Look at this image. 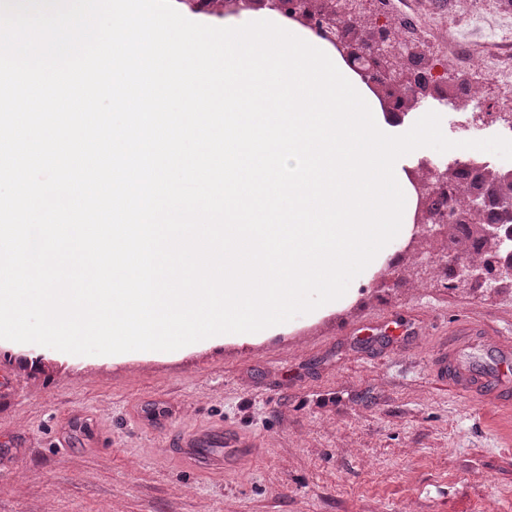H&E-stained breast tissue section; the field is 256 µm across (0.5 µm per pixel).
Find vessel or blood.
<instances>
[{"label":"vessel or blood","mask_w":512,"mask_h":512,"mask_svg":"<svg viewBox=\"0 0 512 512\" xmlns=\"http://www.w3.org/2000/svg\"><path fill=\"white\" fill-rule=\"evenodd\" d=\"M448 342L433 357L438 373L459 395L473 399L484 410L500 412L512 408V332H493L481 320L461 318L447 331ZM133 416L142 429L174 420L176 412L162 395L138 400ZM90 427L88 416L70 415L60 420L55 443L68 447L74 435ZM255 438L236 428L218 423L176 435L168 445L181 465L211 475H223L225 467L252 457Z\"/></svg>","instance_id":"obj_1"}]
</instances>
